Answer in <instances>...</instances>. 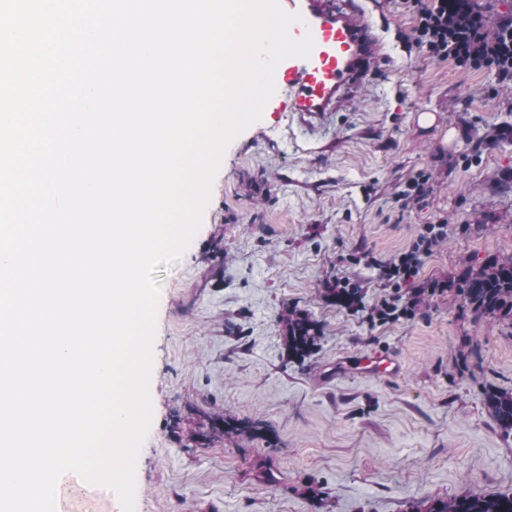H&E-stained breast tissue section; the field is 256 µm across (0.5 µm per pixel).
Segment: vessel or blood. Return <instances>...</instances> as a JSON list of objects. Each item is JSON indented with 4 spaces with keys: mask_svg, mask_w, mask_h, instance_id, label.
I'll use <instances>...</instances> for the list:
<instances>
[{
    "mask_svg": "<svg viewBox=\"0 0 512 512\" xmlns=\"http://www.w3.org/2000/svg\"><path fill=\"white\" fill-rule=\"evenodd\" d=\"M288 12L301 14L291 34L311 32L314 49L309 58L280 62L274 80L277 96L267 103L271 112H289L307 133L322 129L332 113L341 111L368 76L389 72V28L378 22L385 0H279ZM363 374L398 375V358L374 352L358 363Z\"/></svg>",
    "mask_w": 512,
    "mask_h": 512,
    "instance_id": "b4317fda",
    "label": "vessel or blood"
}]
</instances>
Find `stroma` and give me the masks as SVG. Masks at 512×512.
<instances>
[{"label": "stroma", "instance_id": "stroma-1", "mask_svg": "<svg viewBox=\"0 0 512 512\" xmlns=\"http://www.w3.org/2000/svg\"><path fill=\"white\" fill-rule=\"evenodd\" d=\"M316 138L266 112L227 148L202 225L179 261L158 267L152 421L140 448L135 512H411L430 499L512 489V437L484 406L512 389V328L473 323L453 291L413 319L371 321L385 290L374 261L405 252L424 225L448 236L415 281L447 282L512 254V87L398 51ZM432 124H420L422 113ZM493 147L478 148L485 134ZM432 173L425 202L400 209L399 185ZM346 278L347 307L322 288ZM322 326L299 363L284 345L289 309ZM398 355L394 379L360 356ZM206 413L262 435L190 443ZM55 512H122L104 485L74 484Z\"/></svg>", "mask_w": 512, "mask_h": 512}]
</instances>
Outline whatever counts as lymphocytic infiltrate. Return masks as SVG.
<instances>
[{"instance_id": "obj_1", "label": "lymphocytic infiltrate", "mask_w": 512, "mask_h": 512, "mask_svg": "<svg viewBox=\"0 0 512 512\" xmlns=\"http://www.w3.org/2000/svg\"><path fill=\"white\" fill-rule=\"evenodd\" d=\"M413 26L406 38L435 61H452L459 71L486 70L495 77L487 90L496 96L499 86L512 85V17L490 22L476 0H401ZM447 233L445 222L426 225L410 250L397 259L380 263L378 269L389 293L373 307L371 316L386 323L410 319L416 314L400 289L416 274L433 246Z\"/></svg>"}]
</instances>
